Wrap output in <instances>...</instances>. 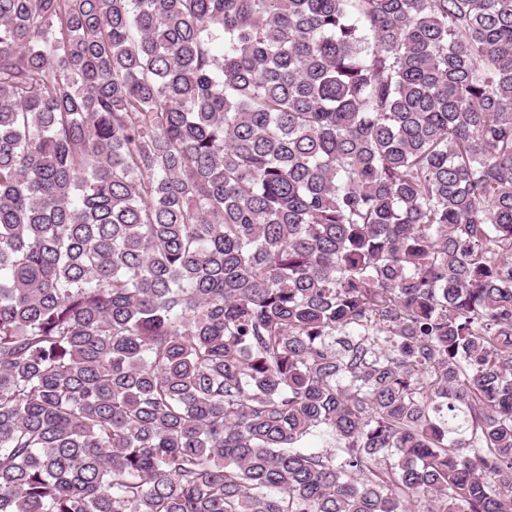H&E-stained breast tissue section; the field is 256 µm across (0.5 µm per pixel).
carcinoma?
I'll return each mask as SVG.
<instances>
[{
  "instance_id": "cac0c4a2",
  "label": "carcinoma",
  "mask_w": 512,
  "mask_h": 512,
  "mask_svg": "<svg viewBox=\"0 0 512 512\" xmlns=\"http://www.w3.org/2000/svg\"><path fill=\"white\" fill-rule=\"evenodd\" d=\"M419 501L512 512V0H0V512Z\"/></svg>"
}]
</instances>
